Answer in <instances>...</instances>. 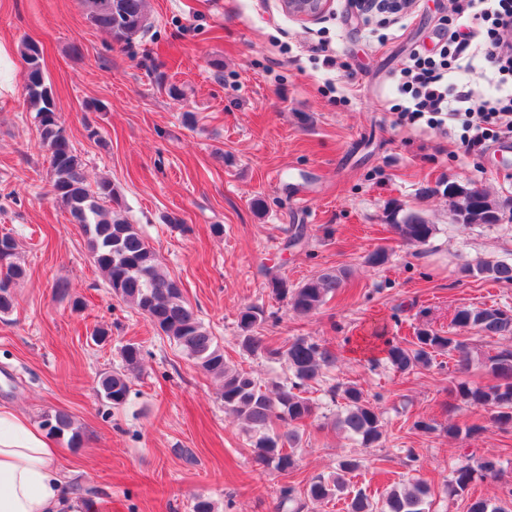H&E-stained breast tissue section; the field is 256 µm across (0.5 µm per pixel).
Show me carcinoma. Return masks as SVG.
<instances>
[{
	"mask_svg": "<svg viewBox=\"0 0 512 512\" xmlns=\"http://www.w3.org/2000/svg\"><path fill=\"white\" fill-rule=\"evenodd\" d=\"M90 23L107 32L118 43L129 44L149 27L148 0H79ZM24 72L35 76L23 81L25 95L35 109L42 145L50 154L52 192L79 224L90 259L102 273L116 297L144 316L160 333L173 342L205 373L221 380L220 398L224 410L233 414L251 434L256 461L280 474L295 466L301 442L300 424L313 416L315 403L305 396L306 389L317 384L336 363L335 354L324 344L297 336L283 348H272L261 336L269 316L263 308L249 305L239 312L237 336L241 349L249 354L266 352L284 362L289 376L270 387L243 369L230 366L224 349L195 314L183 297L179 283L163 268L156 252L135 225L116 211L103 208L102 202L120 203V192L109 180L91 188L82 163L63 127L59 123L52 87L42 68V49L35 42L22 44ZM452 203V221L467 227L495 224L499 221V204L489 194L471 185L448 186ZM390 227L398 237L412 245H425L434 236L436 226L417 211L395 207L389 214ZM462 272L477 273L497 283H512V263L486 261L477 268ZM26 269L20 262L18 243L10 233L0 240V317L8 315L15 304L14 288L24 279ZM345 273L329 270L295 288L288 280L274 276L272 293L284 299L297 316L316 311L330 295L343 287ZM452 323L487 336H512V309L501 307H463ZM385 360L400 373L428 367L443 354L452 356L458 372L465 374L474 363L491 377V382L458 381L448 387L449 396L477 408L493 411V421L504 433L512 431V349H502L479 360L470 346L455 333L443 334L426 325L414 329L409 340H385ZM144 357L143 346L128 342L120 348L122 367L99 382L100 396L114 408L124 406L130 394L132 376ZM331 400L341 399L343 411L336 426L357 437L365 448L378 446L384 437L382 411L367 400L355 383L332 385ZM43 425L57 436H68L72 446L81 444V433L70 416L56 412L46 416ZM360 468V460L350 457L340 462L339 472L327 477H313L304 490L284 485L279 491L278 508L293 512L317 507L340 496L345 497L346 512H428L431 488L415 480L401 488H392L377 503L363 491L348 492L346 475ZM497 473V463L482 460L477 466L462 465L448 482V494L465 492L478 479Z\"/></svg>",
	"mask_w": 512,
	"mask_h": 512,
	"instance_id": "carcinoma-1",
	"label": "carcinoma"
}]
</instances>
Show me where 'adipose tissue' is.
<instances>
[{
    "mask_svg": "<svg viewBox=\"0 0 512 512\" xmlns=\"http://www.w3.org/2000/svg\"><path fill=\"white\" fill-rule=\"evenodd\" d=\"M72 497L56 450L25 415L0 407V512H96Z\"/></svg>",
    "mask_w": 512,
    "mask_h": 512,
    "instance_id": "1",
    "label": "adipose tissue"
}]
</instances>
